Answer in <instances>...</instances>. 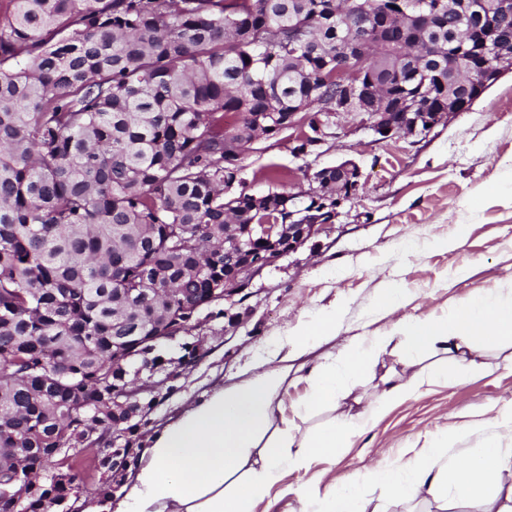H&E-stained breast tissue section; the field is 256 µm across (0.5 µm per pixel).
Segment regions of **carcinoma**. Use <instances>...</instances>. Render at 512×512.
Returning a JSON list of instances; mask_svg holds the SVG:
<instances>
[{"label": "carcinoma", "mask_w": 512, "mask_h": 512, "mask_svg": "<svg viewBox=\"0 0 512 512\" xmlns=\"http://www.w3.org/2000/svg\"><path fill=\"white\" fill-rule=\"evenodd\" d=\"M0 11V460L26 450L19 479L40 485L22 512H49L73 490L39 477L50 448H104L138 420L112 415L122 370L118 336H165L223 314L224 225L284 224L288 210L320 224L326 205L269 189L224 190L259 138L288 129V111L317 102L296 137L306 157L336 85L319 70L356 17L394 0H3ZM419 31L420 48L372 51L374 82H426L420 103L448 106V59L479 76L497 60L472 28L512 51V13L452 0Z\"/></svg>", "instance_id": "carcinoma-1"}]
</instances>
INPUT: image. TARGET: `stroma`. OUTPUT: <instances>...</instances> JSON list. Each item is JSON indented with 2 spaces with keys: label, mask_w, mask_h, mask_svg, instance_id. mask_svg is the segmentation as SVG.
Listing matches in <instances>:
<instances>
[{
  "label": "stroma",
  "mask_w": 512,
  "mask_h": 512,
  "mask_svg": "<svg viewBox=\"0 0 512 512\" xmlns=\"http://www.w3.org/2000/svg\"><path fill=\"white\" fill-rule=\"evenodd\" d=\"M291 148L284 135L255 143L242 170L252 191L268 190L260 170L270 163L294 172L281 186L294 194L307 186L300 168L350 159L362 171L358 197L341 206L333 228L254 276L241 304L193 331L200 358L175 381L174 391L160 395L141 447H149L156 433L203 394L243 382L260 360L277 366V346L301 324L332 311L335 335L289 357L281 395L285 418L301 429L327 424L334 416L330 409L296 415L314 365L340 355L359 337L389 334L396 317H443L475 290L492 294L512 284V74L429 133L379 142L357 127L354 116L342 113L318 155L297 157ZM451 240L456 248H448ZM459 267L469 271L465 280L453 278ZM390 282L402 289L407 304L397 316L375 318L376 296ZM503 358L500 352L491 355L495 368L488 376L426 387L367 425L351 447L317 460L309 471H284L272 495L310 480L325 486L407 462L430 432L456 435L457 452L474 454L482 440L462 435V428L486 419L490 406L512 401V366Z\"/></svg>",
  "instance_id": "stroma-1"
}]
</instances>
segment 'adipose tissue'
I'll use <instances>...</instances> for the list:
<instances>
[{
	"label": "adipose tissue",
	"mask_w": 512,
	"mask_h": 512,
	"mask_svg": "<svg viewBox=\"0 0 512 512\" xmlns=\"http://www.w3.org/2000/svg\"><path fill=\"white\" fill-rule=\"evenodd\" d=\"M507 343L512 344L511 288L473 292L443 318H398L392 335L371 337L311 370L305 414L335 408L340 392L355 389L358 378L378 364L386 366L363 411H341L329 424L307 431L276 421L287 367L254 370L243 383L205 394L156 434L125 475L114 503L85 512H253L284 470L308 469L315 458L349 447L378 415L425 385L487 375L482 356ZM399 362L405 371H396ZM483 425L494 435L475 457L453 459L451 438L432 435L409 463L369 471L346 484H307L296 495L302 505H318V512H367L368 489L392 500L441 503L459 490L485 503L501 487L512 503V485L501 484L503 472L512 471V403Z\"/></svg>",
	"instance_id": "ef3b65f1"
}]
</instances>
